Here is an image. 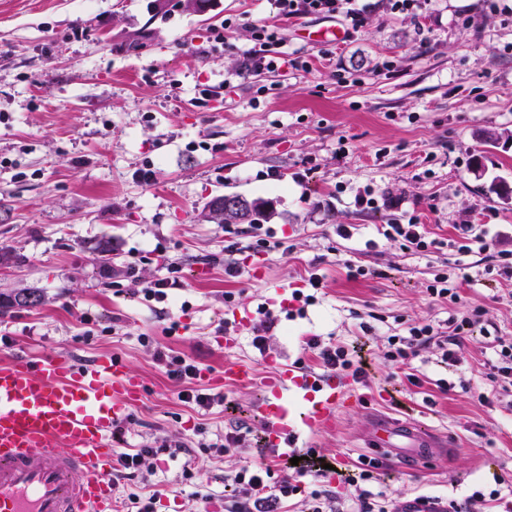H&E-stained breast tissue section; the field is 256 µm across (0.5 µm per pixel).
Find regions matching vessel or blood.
I'll return each mask as SVG.
<instances>
[{
  "label": "vessel or blood",
  "instance_id": "vessel-or-blood-1",
  "mask_svg": "<svg viewBox=\"0 0 512 512\" xmlns=\"http://www.w3.org/2000/svg\"><path fill=\"white\" fill-rule=\"evenodd\" d=\"M259 407L268 446L299 450L306 436L334 428L346 401L341 379L279 363ZM143 394L124 362L89 365L59 354L0 365V512H115L113 427ZM374 446L415 455L440 451L419 424L376 423Z\"/></svg>",
  "mask_w": 512,
  "mask_h": 512
}]
</instances>
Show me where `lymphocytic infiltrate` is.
<instances>
[{
	"label": "lymphocytic infiltrate",
	"instance_id": "obj_1",
	"mask_svg": "<svg viewBox=\"0 0 512 512\" xmlns=\"http://www.w3.org/2000/svg\"><path fill=\"white\" fill-rule=\"evenodd\" d=\"M273 12L284 19L302 18L308 15H343L351 28L360 27L364 11L357 0H270ZM255 43L247 54L245 67L250 71L275 70L278 61L273 55L278 45L276 27L257 22L252 26ZM456 237L450 242L458 258L454 262V277L463 282H471L470 266L465 263L466 255L473 251H485L490 243L485 233L476 230L474 225L459 224L455 227ZM167 277L154 281H141L136 265L126 267V288L130 293L143 297L145 301H161L166 291L181 285L182 269L177 263H169ZM481 309H465L459 316L449 319L447 330L435 329L433 325H411L406 335L387 337L380 355L384 362L407 368L406 378L411 384H418L416 374L410 367L422 351L432 350L441 363L455 362L457 353L463 345L467 330L481 322ZM492 358L484 362V374L494 383L500 396L512 397V336H497L493 339ZM307 347L316 365L341 373L354 383L366 381V370L361 361L355 360L349 350L342 345L323 342L319 337H311ZM156 361L164 374L184 386L179 398L182 402L210 408L221 401V394L202 393L193 390L192 381L197 377L199 366L185 355L171 349L160 350L155 354ZM257 457L246 462L238 471L224 478L226 486L235 490L234 495L225 500L224 512H281L285 501L295 496H303L308 512H401L399 506L389 500L386 492H372L364 489L365 481L371 480L373 473L365 469L360 474L349 471H337L336 484L343 487L344 495L329 496L311 489L310 484L326 476L322 462L315 449H308L306 457L300 460L292 473L284 475L280 481L269 482L265 475L269 466L264 463V449L255 450Z\"/></svg>",
	"mask_w": 512,
	"mask_h": 512
}]
</instances>
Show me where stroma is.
<instances>
[{
  "mask_svg": "<svg viewBox=\"0 0 512 512\" xmlns=\"http://www.w3.org/2000/svg\"><path fill=\"white\" fill-rule=\"evenodd\" d=\"M363 27L343 17L276 18L268 0H0V295L33 288V308L0 314V362L46 352L88 364L122 359L144 386L124 423L128 448L262 430L261 379L276 363L308 361L306 341L361 349L368 386L348 389L334 429L309 447L360 470L372 457L363 435L376 418L417 421L445 435L444 454L416 460L386 454L378 469L389 497L464 502L512 479V408L485 404L489 341L512 334L495 254L512 251V17L487 0H427L419 14L369 0ZM223 43L210 30L225 18ZM278 27L279 54L308 61L244 73L250 25ZM346 31L341 43L313 32ZM153 169L145 185L137 169ZM272 200L264 222L280 247L250 256L247 225L225 233L204 221L214 196ZM422 224L436 248L424 253L387 240V224ZM458 224L487 225L492 250L468 255L476 273L460 302L426 292L445 270ZM112 244L103 263L95 249ZM182 268L183 285L164 302L116 291L136 262L143 280ZM365 268L349 276L345 261ZM228 264L237 277L225 276ZM319 274L311 288L310 274ZM313 295L300 305L295 293ZM279 321L266 351L251 344L258 305ZM482 307L447 366L425 353L418 384L391 376L379 356L387 337L411 323L447 326L460 306ZM244 311L234 320V310ZM235 333L225 336L224 323ZM158 348L198 362L208 378L193 388L221 392L202 410L178 398L159 369ZM254 370L250 384H226L224 364ZM451 382L441 391L439 381ZM468 381L470 390L459 388ZM244 456L201 448L145 460L118 477V496L156 493L155 512H203L224 500V477Z\"/></svg>",
  "mask_w": 512,
  "mask_h": 512,
  "instance_id": "1",
  "label": "stroma"
}]
</instances>
